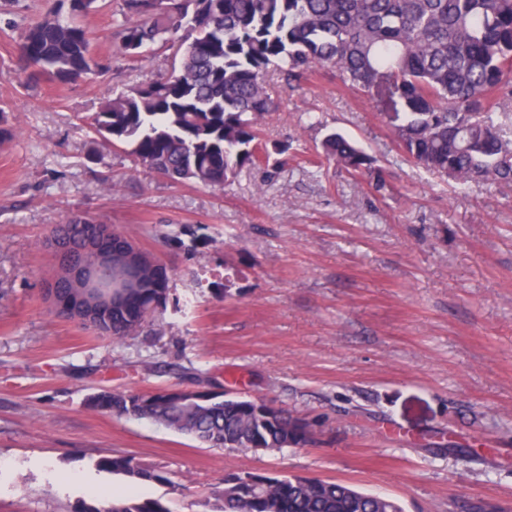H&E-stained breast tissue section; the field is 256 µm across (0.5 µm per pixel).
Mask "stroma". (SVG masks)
Segmentation results:
<instances>
[{
    "instance_id": "35a3bbf8",
    "label": "stroma",
    "mask_w": 512,
    "mask_h": 512,
    "mask_svg": "<svg viewBox=\"0 0 512 512\" xmlns=\"http://www.w3.org/2000/svg\"><path fill=\"white\" fill-rule=\"evenodd\" d=\"M120 0L87 20L110 70L27 83L21 30L54 0H0V512H76L137 487L171 512H217L229 472L340 481L405 512H512V183L426 172L398 148L384 104L315 67L272 75L280 111L262 135L287 147L269 182L224 188L104 159L85 124L112 91L166 77L171 50L113 55ZM356 141L386 186L311 159L324 130ZM114 226L174 273L158 325L121 340L54 317L42 242L72 212ZM199 386L264 399L317 424L276 453L204 448L144 421L84 408L95 389ZM131 455L168 484L95 470Z\"/></svg>"
}]
</instances>
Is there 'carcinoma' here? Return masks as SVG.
Masks as SVG:
<instances>
[{
    "label": "carcinoma",
    "mask_w": 512,
    "mask_h": 512,
    "mask_svg": "<svg viewBox=\"0 0 512 512\" xmlns=\"http://www.w3.org/2000/svg\"><path fill=\"white\" fill-rule=\"evenodd\" d=\"M122 0L113 24L115 55L135 58L156 44L182 49L178 67L105 99L85 119L104 146L129 147L137 166L174 181L221 187L268 157L261 144L265 115L276 108L266 85L270 67L283 78L316 66L336 69L342 83L387 98L383 118L398 147L427 172L460 185L512 182V0ZM86 0L67 19L51 11L18 45L21 61L60 83L100 72L85 17ZM333 159L350 174L372 171L373 159L342 134L320 142L315 164ZM86 216L68 214L49 235L78 245ZM135 287L101 310L102 338L134 336L153 324L170 295L165 264L132 271ZM87 409L145 420L210 448L282 451L310 442L307 418L284 409L266 413L257 400L222 392L168 399L151 391L100 388ZM96 469L137 482L169 483L156 468L130 455L103 456ZM238 481L243 492L219 494L220 512H403L389 496L341 482L276 474L266 485ZM80 512H171L159 499L108 498Z\"/></svg>",
    "instance_id": "carcinoma-1"
}]
</instances>
